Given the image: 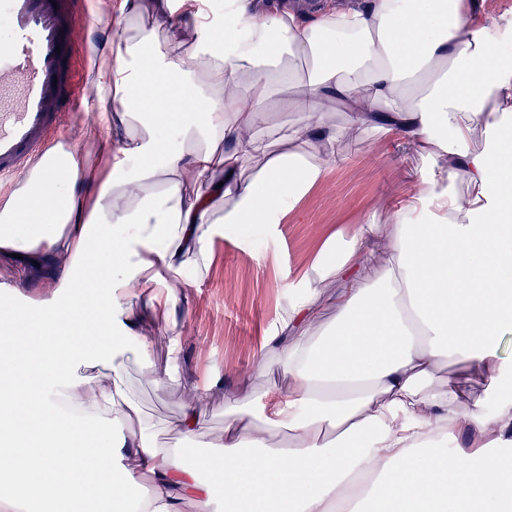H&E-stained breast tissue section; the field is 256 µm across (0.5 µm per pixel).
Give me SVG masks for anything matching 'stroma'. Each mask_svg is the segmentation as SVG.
<instances>
[{
    "label": "stroma",
    "instance_id": "obj_1",
    "mask_svg": "<svg viewBox=\"0 0 512 512\" xmlns=\"http://www.w3.org/2000/svg\"><path fill=\"white\" fill-rule=\"evenodd\" d=\"M114 0H89L91 24L85 33L91 72L79 83L81 114L68 117L65 140L95 152L96 140L112 139L101 128L96 139L84 131L93 124L99 105L96 93L103 55L116 43ZM341 163L331 167L280 223L250 230L225 225L211 240L206 272L188 271L189 284L178 289L168 316L152 328L153 358L165 363L169 346L178 349L176 382L153 383L130 356L123 383L138 403L159 443H175L166 428L183 404L182 384L207 387L199 411L206 438L217 441L224 431V405L235 399H257L270 386L288 387L289 380L264 344L277 319L288 311V292L316 274V264L334 239H351L358 226L377 210L380 197L408 186L406 173L416 164L407 152L392 146L380 132L337 147ZM60 270L44 262L19 269L0 266V296L22 303L40 298L46 281ZM218 385H210V378Z\"/></svg>",
    "mask_w": 512,
    "mask_h": 512
}]
</instances>
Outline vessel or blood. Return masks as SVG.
Returning a JSON list of instances; mask_svg holds the SVG:
<instances>
[{
    "mask_svg": "<svg viewBox=\"0 0 512 512\" xmlns=\"http://www.w3.org/2000/svg\"><path fill=\"white\" fill-rule=\"evenodd\" d=\"M82 0H0V188L41 160L80 112Z\"/></svg>",
    "mask_w": 512,
    "mask_h": 512,
    "instance_id": "b4317fda",
    "label": "vessel or blood"
}]
</instances>
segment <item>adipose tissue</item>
<instances>
[{
	"instance_id": "obj_1",
	"label": "adipose tissue",
	"mask_w": 512,
	"mask_h": 512,
	"mask_svg": "<svg viewBox=\"0 0 512 512\" xmlns=\"http://www.w3.org/2000/svg\"><path fill=\"white\" fill-rule=\"evenodd\" d=\"M198 2L118 0L96 119L116 143L93 166L51 149L0 205V260L62 272L42 299L0 302V512H512V398L486 409L512 379V30L476 0ZM279 91L294 122L268 130ZM369 130L421 165L325 253L322 274L350 280L335 322L319 323L318 279L290 291L267 339L288 388L230 403L209 450L190 387L167 424L180 445L159 444L120 372L133 352L170 376L146 331L183 269L208 267L224 225L280 223ZM368 263L377 277L351 278ZM450 360L484 390L438 378ZM459 434L468 447H448Z\"/></svg>"
}]
</instances>
